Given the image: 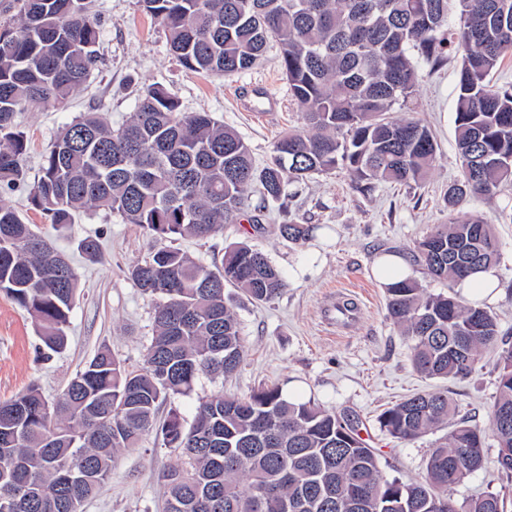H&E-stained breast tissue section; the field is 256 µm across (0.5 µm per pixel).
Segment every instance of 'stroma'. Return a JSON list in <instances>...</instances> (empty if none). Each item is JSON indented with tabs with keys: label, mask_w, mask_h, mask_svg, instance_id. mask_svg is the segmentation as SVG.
<instances>
[{
	"label": "stroma",
	"mask_w": 512,
	"mask_h": 512,
	"mask_svg": "<svg viewBox=\"0 0 512 512\" xmlns=\"http://www.w3.org/2000/svg\"><path fill=\"white\" fill-rule=\"evenodd\" d=\"M102 37L98 63L82 89L66 107L45 104L20 113L29 153L26 168L36 174L42 154L56 134L79 113L100 112L119 127L134 110L135 99L158 83L175 94L186 112H212L249 144L256 165L268 159L278 136L303 125L278 67L279 48L270 44L265 56L246 73L223 77L185 69L170 51L156 20L138 0H96ZM457 62L423 69L419 88L407 104L394 105L391 116H411L434 133L438 152L434 167L421 185L407 188L383 183L369 196L354 192L346 172L317 176L296 185L284 202H260L251 197L241 223L225 225L214 237L179 240L195 259L211 264L214 256L235 241L263 252L279 269L286 287L275 300L255 305L240 294L231 303L240 320L247 356L227 381L200 376L192 395L173 401L192 417L199 398L218 393L245 394L263 383L293 386L314 396L326 408L349 410L368 429L387 475L419 479L428 452L439 434L400 443L379 431L376 416L386 407L418 391L444 388L480 426L488 424V408L496 392L497 352L486 350L470 378L436 380L417 373L408 344L387 316L385 285L373 273L381 255H406L435 225L448 221L442 196L460 174L455 145ZM263 89L275 108L253 109V92ZM28 185L0 190V201L14 207L64 252L77 269L80 295L71 315L68 345L49 359L39 356V340L31 318L0 293V400L40 385L47 399L57 398L67 383L101 347H109L127 368L143 364L152 334V304L128 277L131 266L143 262L153 239L116 214L104 211L79 215L64 232H56L31 208ZM468 214L493 224L500 242L495 267L499 293L487 306L499 318L500 331L512 343V183L493 198L471 199ZM313 225L311 237L294 244L280 236L287 222ZM100 240L98 261H86L77 246L85 237ZM350 298L357 305L354 321L331 325L325 312ZM180 461L177 450L148 435L139 449L118 455L105 485L87 499L81 512H161V475ZM497 492L512 504V481L498 472L497 448L488 443L483 466L451 489L462 499Z\"/></svg>",
	"instance_id": "35a3bbf8"
}]
</instances>
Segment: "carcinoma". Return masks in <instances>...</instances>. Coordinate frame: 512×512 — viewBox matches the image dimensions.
Masks as SVG:
<instances>
[{
	"mask_svg": "<svg viewBox=\"0 0 512 512\" xmlns=\"http://www.w3.org/2000/svg\"><path fill=\"white\" fill-rule=\"evenodd\" d=\"M139 0L162 26L171 51L193 72L251 69L274 41L304 128L273 144L263 168L248 144L211 112L183 113L160 84L142 91L119 128L94 111L66 124L42 155L28 201L58 231L99 210L120 214L156 240L128 277L153 304L143 366L128 369L100 349L54 401L33 384L0 402V512H80L109 478L121 451L151 432L181 463L163 475L165 512H506L487 492L458 502L448 489L483 464L486 431L501 473L512 480V346L499 353L488 428L458 416L446 390L408 396L376 419L381 432L411 442L448 424L416 481L384 474L380 454L348 411L313 399L290 401L278 384L244 395L198 400L191 422L161 407L189 395L200 375L231 377L247 350L225 294L256 303L280 295L285 281L245 242L212 265L174 242L208 239L237 224L255 194L278 201L286 187L347 171L353 190L423 182L437 159L432 132L388 112L408 102L425 65L460 56L455 105L460 177L443 201L452 218L418 241L410 258L435 281L457 283L497 263L492 225L457 213L475 197L512 183V85L493 73L512 53V0ZM0 21V188L26 181V133L17 113L64 106L97 65L101 38L93 0H11ZM310 224H282L298 243ZM88 261L96 237L78 244ZM78 290L69 257L11 206L0 202V292L34 321L40 349L62 352ZM388 316L408 342L413 368L431 378L464 379L500 341L497 315L454 293H432L415 278L385 286Z\"/></svg>",
	"mask_w": 512,
	"mask_h": 512,
	"instance_id": "carcinoma-1",
	"label": "carcinoma"
}]
</instances>
